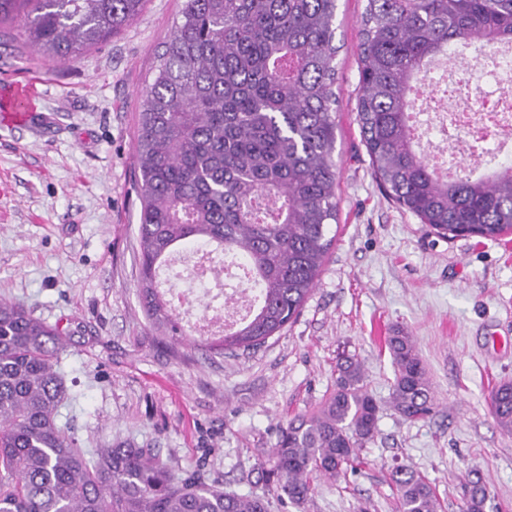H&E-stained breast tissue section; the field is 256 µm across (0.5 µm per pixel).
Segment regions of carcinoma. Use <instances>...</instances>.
<instances>
[{"mask_svg": "<svg viewBox=\"0 0 512 512\" xmlns=\"http://www.w3.org/2000/svg\"><path fill=\"white\" fill-rule=\"evenodd\" d=\"M146 0H0V24L20 20L37 49L68 59L132 24ZM338 0H182L180 22L138 113L139 281L147 319L185 335L157 270L179 247L240 259L261 287L247 320L202 341L250 350L300 312L328 255L337 220L336 11ZM463 43L512 44V0H367L357 45L356 121L385 194L438 233H512V165L488 177L443 180L415 146L417 87L430 63ZM58 328L0 299V512H270V497L307 502L314 475L360 463L379 402L360 364H338L336 389L282 428L260 493H226L197 473L130 443L90 452L57 424L68 398ZM391 404L407 421L433 411L432 386L407 330L386 340ZM489 408L512 433V382ZM398 512H438L427 478L391 474ZM480 477L462 512H484Z\"/></svg>", "mask_w": 512, "mask_h": 512, "instance_id": "carcinoma-1", "label": "carcinoma"}]
</instances>
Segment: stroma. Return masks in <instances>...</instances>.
<instances>
[{
  "label": "stroma",
  "mask_w": 512,
  "mask_h": 512,
  "mask_svg": "<svg viewBox=\"0 0 512 512\" xmlns=\"http://www.w3.org/2000/svg\"><path fill=\"white\" fill-rule=\"evenodd\" d=\"M181 3L148 0L123 31L61 63L34 51L21 24L0 26V98L42 79L24 120L0 123V299L65 338L59 425L86 450L131 442L225 491L259 493L281 428L320 407L349 355L380 404L375 436L356 471L315 477L303 507L272 512H396L389 474L400 463L428 476L442 512H459L472 472L489 491L485 512H512V434L488 406L512 380V234L441 236L379 187L355 120L366 0H339L338 215L299 315L264 345L221 354L146 318L137 121ZM398 326L434 393L431 416L416 423L390 403L385 338Z\"/></svg>",
  "instance_id": "35a3bbf8"
}]
</instances>
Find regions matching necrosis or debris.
Instances as JSON below:
<instances>
[{
  "instance_id": "1",
  "label": "necrosis or debris",
  "mask_w": 512,
  "mask_h": 512,
  "mask_svg": "<svg viewBox=\"0 0 512 512\" xmlns=\"http://www.w3.org/2000/svg\"><path fill=\"white\" fill-rule=\"evenodd\" d=\"M475 77L459 87L439 93L436 84L421 80L419 95L426 102L427 122L438 130L439 143L431 147L429 157L439 172L457 177L462 168L455 159L458 146L469 156L485 161L512 148L502 131L512 128V46L488 47L477 56ZM258 299L255 282L240 279L228 301L216 304L211 292L174 298V309L188 324L196 338L221 335L225 324L248 314Z\"/></svg>"
}]
</instances>
